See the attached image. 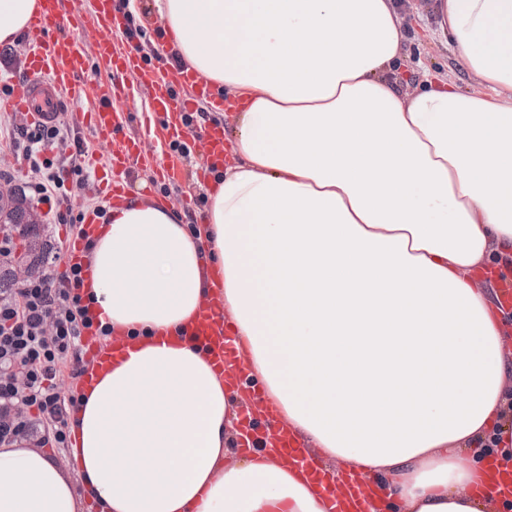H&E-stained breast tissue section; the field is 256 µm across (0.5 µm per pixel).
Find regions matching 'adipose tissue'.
Returning a JSON list of instances; mask_svg holds the SVG:
<instances>
[{"instance_id":"ef3b65f1","label":"adipose tissue","mask_w":512,"mask_h":512,"mask_svg":"<svg viewBox=\"0 0 512 512\" xmlns=\"http://www.w3.org/2000/svg\"><path fill=\"white\" fill-rule=\"evenodd\" d=\"M171 49L239 114L203 223L111 208L83 276L127 350L78 391L76 476L0 448V512H328L333 482L268 449L235 460L252 399L187 330L222 291L290 432L380 489L381 512H507L512 335L492 284L512 250V0H438L441 35L492 89L405 87L396 0H153ZM37 0H0V43ZM470 464H461L463 453ZM491 475L490 492L499 497L512 501V462H495Z\"/></svg>"}]
</instances>
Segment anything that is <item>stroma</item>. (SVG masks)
<instances>
[{
	"label": "stroma",
	"instance_id": "obj_1",
	"mask_svg": "<svg viewBox=\"0 0 512 512\" xmlns=\"http://www.w3.org/2000/svg\"><path fill=\"white\" fill-rule=\"evenodd\" d=\"M409 19L414 26L415 36L406 48V63L409 71L420 76L427 72L438 74L458 84L463 92L479 93L483 87L477 83L462 67L455 50L436 32V13L434 0H403ZM138 34L132 43L118 41V48L132 46L142 63L147 66L157 61L155 46L164 32L160 21L152 8V0H136V12L133 16ZM88 103L85 99L67 97L61 104L62 122L59 126L62 142L50 154V161L76 155L78 162L86 163L88 180L85 185H77L75 180L65 182V194H53L40 197L32 188L35 178L30 162L24 153L13 151L10 143L14 139V113L0 112V187L17 191L26 197L31 207L37 209L43 220L45 232L52 244L53 255L47 267L48 272L63 271L69 264L65 250L67 241L76 238L78 229L75 224L61 221L60 213L69 211L79 213L85 208L100 204L102 197L98 191L105 183L109 173L106 159L87 162L85 155L77 154V142H89L86 131L73 127V114L85 111ZM169 142L158 139L142 145L134 151L128 167L131 180L139 187H150L154 198H169L170 205L182 213L186 223H201L206 205L202 196L208 195L215 174L208 169L201 154L192 153L184 159L183 165L190 181L194 185L196 199L191 204H183L179 192L172 185L156 180L155 175L164 159L171 157Z\"/></svg>",
	"mask_w": 512,
	"mask_h": 512
}]
</instances>
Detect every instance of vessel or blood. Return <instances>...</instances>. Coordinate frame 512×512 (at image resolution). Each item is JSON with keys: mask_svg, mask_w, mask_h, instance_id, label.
Here are the masks:
<instances>
[{"mask_svg": "<svg viewBox=\"0 0 512 512\" xmlns=\"http://www.w3.org/2000/svg\"><path fill=\"white\" fill-rule=\"evenodd\" d=\"M64 0H41V7L29 21L25 63L26 81L11 84L9 94L0 98V111L27 112L32 120L43 127L56 126L60 115L55 110L57 94L83 95L89 98L90 108L72 119L73 125L89 132L93 152L105 156L110 168V184L105 194L112 203L126 195L132 188L127 160L137 148L139 140L164 137L168 140L189 142L196 151L205 155L207 164L215 170L224 168V131L211 127L204 132L189 129L183 123L184 113L192 105L179 98L177 90L192 84L193 76L177 69L168 70L167 79H160L158 71L167 70L164 60L155 66H143L134 53L117 51L116 38L125 36V29L114 26L105 5H98L95 13L75 10L72 13L73 31L59 34ZM98 32L96 53H89L83 40L86 31ZM111 73V80L88 82L90 66ZM133 76L137 85L147 88L150 95L141 114L139 140H117L115 133L122 123L121 115L113 106L118 95L128 94L129 89L120 82L122 74ZM229 321L224 311V299L213 295L207 299L189 333L198 341L215 369L231 386L246 383L247 365L240 359L231 338L225 332ZM82 346L87 354L96 358L99 365H106L116 352L124 351V339L117 336L105 346H97L92 333H85ZM276 406L265 403L243 413L245 432L242 446L251 450L255 444L276 449L281 461L290 466L321 476L324 468L319 457L307 443L296 441L287 428L278 426ZM492 494L512 501V462L496 464L491 475ZM373 494L369 480L358 477L338 482L333 490L336 512H367L366 504Z\"/></svg>", "mask_w": 512, "mask_h": 512, "instance_id": "1", "label": "vessel or blood"}]
</instances>
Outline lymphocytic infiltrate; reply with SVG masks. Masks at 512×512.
<instances>
[{
	"instance_id": "1",
	"label": "lymphocytic infiltrate",
	"mask_w": 512,
	"mask_h": 512,
	"mask_svg": "<svg viewBox=\"0 0 512 512\" xmlns=\"http://www.w3.org/2000/svg\"><path fill=\"white\" fill-rule=\"evenodd\" d=\"M82 268L20 281L0 293V445L28 432L26 408L37 407L57 444L67 442L68 411L77 398H62L53 381L60 368L79 361L84 330L94 327L79 290Z\"/></svg>"
}]
</instances>
